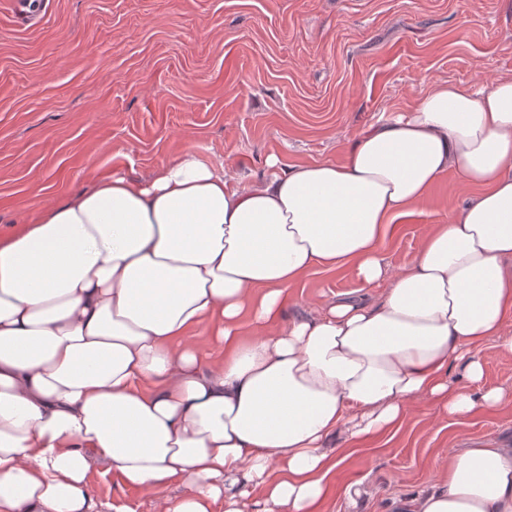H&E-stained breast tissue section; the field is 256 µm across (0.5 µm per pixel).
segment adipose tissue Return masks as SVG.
<instances>
[{
  "label": "adipose tissue",
  "instance_id": "adipose-tissue-1",
  "mask_svg": "<svg viewBox=\"0 0 512 512\" xmlns=\"http://www.w3.org/2000/svg\"><path fill=\"white\" fill-rule=\"evenodd\" d=\"M267 166L241 186L187 151L0 237V512H101L97 462L155 512H251L256 488L262 512H321L336 436L395 434L424 399L450 417L501 404L480 346L512 354V76L435 84L342 163ZM450 174L477 194L391 268L397 220ZM316 268L361 293L282 323ZM396 512H512V441L454 449Z\"/></svg>",
  "mask_w": 512,
  "mask_h": 512
}]
</instances>
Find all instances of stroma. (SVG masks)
I'll return each mask as SVG.
<instances>
[{"label": "stroma", "mask_w": 512, "mask_h": 512, "mask_svg": "<svg viewBox=\"0 0 512 512\" xmlns=\"http://www.w3.org/2000/svg\"><path fill=\"white\" fill-rule=\"evenodd\" d=\"M511 73L512 0H0V235L99 178L145 181L188 150L247 186L271 155L339 163L365 126L433 82ZM473 193L446 176L384 242L389 265L408 262L427 227ZM358 286L314 269L285 317ZM481 352L482 388L506 401L465 417L421 401L392 438L352 445L324 512H394L447 468L449 449L512 436V355L496 339ZM90 483L102 502L154 512L104 465ZM357 483L373 495L350 501Z\"/></svg>", "instance_id": "stroma-1"}]
</instances>
